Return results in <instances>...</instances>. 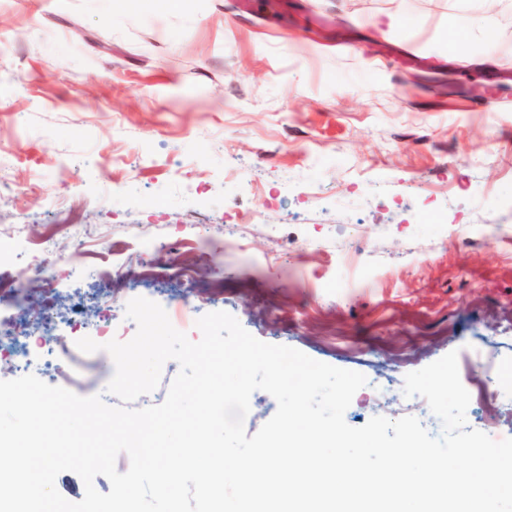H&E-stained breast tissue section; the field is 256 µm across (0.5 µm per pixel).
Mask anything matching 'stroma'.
<instances>
[{"mask_svg": "<svg viewBox=\"0 0 512 512\" xmlns=\"http://www.w3.org/2000/svg\"><path fill=\"white\" fill-rule=\"evenodd\" d=\"M262 2L0 0V222L54 234L59 332L77 299L124 342L136 297L193 342L226 311L364 374L354 428L403 417L406 375L454 350L482 429L479 363L512 388V0ZM490 218L502 239L450 241ZM73 222L153 225L172 246L147 266L194 263L208 225L209 272L81 276L103 262Z\"/></svg>", "mask_w": 512, "mask_h": 512, "instance_id": "1", "label": "stroma"}]
</instances>
